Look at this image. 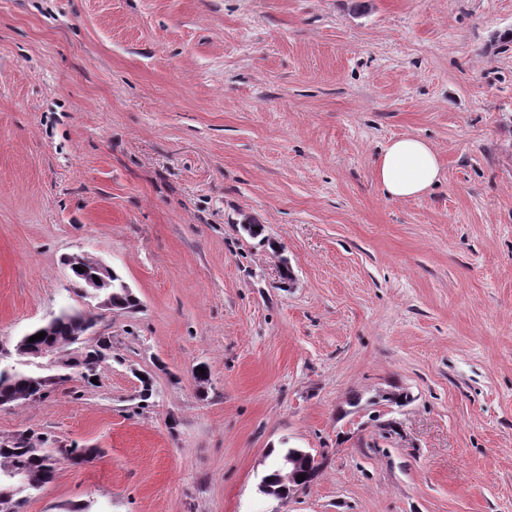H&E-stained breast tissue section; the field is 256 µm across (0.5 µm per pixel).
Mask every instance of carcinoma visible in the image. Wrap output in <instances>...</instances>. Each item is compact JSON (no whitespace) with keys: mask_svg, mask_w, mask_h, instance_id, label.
<instances>
[{"mask_svg":"<svg viewBox=\"0 0 512 512\" xmlns=\"http://www.w3.org/2000/svg\"><path fill=\"white\" fill-rule=\"evenodd\" d=\"M72 266H79L83 272H73L75 288H81L86 278L96 273L98 261L76 255L68 258ZM123 281L120 275L110 279V284L102 292L111 296V303L117 310L131 311L138 305L136 298L124 293L119 288ZM96 316L89 313L62 311L54 322L48 326H37L19 338L18 347L26 348L23 358L31 364L15 368L0 367V398L13 403L36 402L49 396L50 387L60 388L71 380L70 369L82 368L81 377L88 381L93 370L98 367L101 355L109 348L107 340H98L96 346L85 351L81 356L66 362V367L59 369L60 377L54 379L51 374L38 370L32 362L41 358L46 352H58L69 348H81L86 341L83 335L95 326ZM40 332L45 338L35 342L30 337ZM99 454L97 448H79L77 446L51 447L49 439L32 432L26 437L22 434L0 440V512H22L23 505L31 495L50 483L61 461L74 465L91 462Z\"/></svg>","mask_w":512,"mask_h":512,"instance_id":"cac0c4a2","label":"carcinoma"}]
</instances>
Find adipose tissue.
I'll return each mask as SVG.
<instances>
[{
    "instance_id": "obj_1",
    "label": "adipose tissue",
    "mask_w": 512,
    "mask_h": 512,
    "mask_svg": "<svg viewBox=\"0 0 512 512\" xmlns=\"http://www.w3.org/2000/svg\"><path fill=\"white\" fill-rule=\"evenodd\" d=\"M375 179L391 199L419 197L441 179L438 152L412 135L392 139L376 164Z\"/></svg>"
}]
</instances>
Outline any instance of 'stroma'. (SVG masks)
Listing matches in <instances>:
<instances>
[{
    "mask_svg": "<svg viewBox=\"0 0 512 512\" xmlns=\"http://www.w3.org/2000/svg\"><path fill=\"white\" fill-rule=\"evenodd\" d=\"M508 28L512 0H0V352L86 311L66 256L139 302L98 313L96 382L0 407V438L100 451L25 512H512ZM402 135L443 179L393 200ZM286 445L321 469L280 502ZM375 179L391 199L419 197L440 183L438 152L431 144L412 135L392 139L376 163Z\"/></svg>",
    "mask_w": 512,
    "mask_h": 512,
    "instance_id": "stroma-1",
    "label": "stroma"
}]
</instances>
